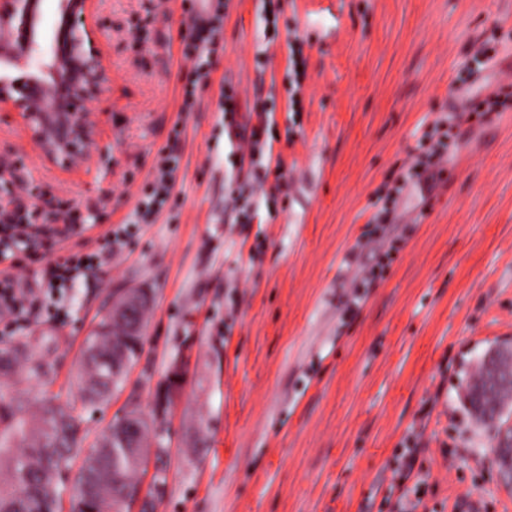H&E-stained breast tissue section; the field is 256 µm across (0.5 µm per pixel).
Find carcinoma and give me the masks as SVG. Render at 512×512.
Masks as SVG:
<instances>
[{"instance_id":"1","label":"carcinoma","mask_w":512,"mask_h":512,"mask_svg":"<svg viewBox=\"0 0 512 512\" xmlns=\"http://www.w3.org/2000/svg\"><path fill=\"white\" fill-rule=\"evenodd\" d=\"M102 331L85 341L77 374L82 407L103 402L120 380L112 378L107 361L112 349L132 340L125 325L104 317ZM19 346L0 344V378L21 372ZM471 410L482 426L501 442V430L512 418V351L487 354L464 380ZM38 416L25 418V406L11 386L0 383V464L10 470V480L0 486V512H57L59 487L70 460L77 455L81 413L74 404L58 403L47 388L38 393ZM132 449L115 446L108 453L91 449L83 459L74 496V512H127V497L138 490L141 470L131 459Z\"/></svg>"}]
</instances>
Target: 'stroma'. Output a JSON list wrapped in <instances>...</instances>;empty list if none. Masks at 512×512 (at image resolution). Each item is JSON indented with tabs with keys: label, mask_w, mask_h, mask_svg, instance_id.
Instances as JSON below:
<instances>
[{
	"label": "stroma",
	"mask_w": 512,
	"mask_h": 512,
	"mask_svg": "<svg viewBox=\"0 0 512 512\" xmlns=\"http://www.w3.org/2000/svg\"><path fill=\"white\" fill-rule=\"evenodd\" d=\"M308 58L303 110L288 114V46L268 43L261 0H233L224 50L193 111L181 112L180 0H103L99 46L111 79L89 104L98 148L70 168L45 162L16 114L0 115V199L68 200L122 223L157 152L180 125L177 219L141 225L76 291L69 315L27 316L6 341L51 366V390L75 399L85 340L114 294L148 291L143 350L123 384L88 414L83 449L130 406L166 453L139 472L130 512H393L391 468L418 436L428 512H512L488 430L463 381L487 351L512 347V111L454 127L448 162L394 202L369 231L376 190L392 184L422 119L448 115V86L481 101L461 65L483 46L512 57V0H288ZM256 99L292 178L256 196L258 216L225 208L231 144L219 99ZM383 271L355 317L362 269ZM166 482L151 491L152 476ZM377 269L371 268L369 270H362L358 279L352 284L350 300L346 308V314L353 316L356 314L360 307V302L363 298V292L361 288H366L372 281L378 277Z\"/></svg>",
	"instance_id": "stroma-1"
}]
</instances>
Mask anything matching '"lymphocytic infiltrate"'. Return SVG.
<instances>
[{
  "mask_svg": "<svg viewBox=\"0 0 512 512\" xmlns=\"http://www.w3.org/2000/svg\"><path fill=\"white\" fill-rule=\"evenodd\" d=\"M196 0H181L184 16L190 18L184 38L187 49L183 54L184 66L179 69L182 83V111H191L198 87L207 82L211 67L217 62L224 46L221 36L224 28L225 0H208L207 16L197 17ZM238 92L233 85H226L221 92L220 110L228 126L234 127L237 143V166L254 163L262 152L266 127L237 128ZM449 132L441 124H434L431 131L422 133L417 140L415 153L403 168L395 184L386 193L377 195L371 221L390 224L395 219L392 204L406 186L420 181L431 170L442 168L448 159ZM175 145L161 149L153 167L152 179L127 223L102 227L101 217L79 219L75 211L64 202H57L51 209H8L0 204V317L20 322L31 312H43L60 318L74 292L101 268L114 249L126 246L129 227L133 224H152L175 198L178 158ZM289 176L282 165L265 168L262 177L231 187L225 202L239 216H247L252 199L262 191L276 194L287 188ZM22 249L40 257L45 267L35 287L24 289L18 283L13 266L8 263L15 249ZM401 460L393 470L389 493L397 497L398 512H417L426 493L411 476L419 452L415 436H407Z\"/></svg>",
  "mask_w": 512,
  "mask_h": 512,
  "instance_id": "f902f5d3",
  "label": "lymphocytic infiltrate"
}]
</instances>
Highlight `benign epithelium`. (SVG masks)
<instances>
[{
  "instance_id": "7a95c632",
  "label": "benign epithelium",
  "mask_w": 512,
  "mask_h": 512,
  "mask_svg": "<svg viewBox=\"0 0 512 512\" xmlns=\"http://www.w3.org/2000/svg\"><path fill=\"white\" fill-rule=\"evenodd\" d=\"M100 0H60V18L51 40L40 39L42 0H0V70H22L23 82L0 76V112H14L49 162H83L96 145L87 113L107 85L109 69L97 46L95 17ZM144 294L113 297L108 314L139 327Z\"/></svg>"
}]
</instances>
